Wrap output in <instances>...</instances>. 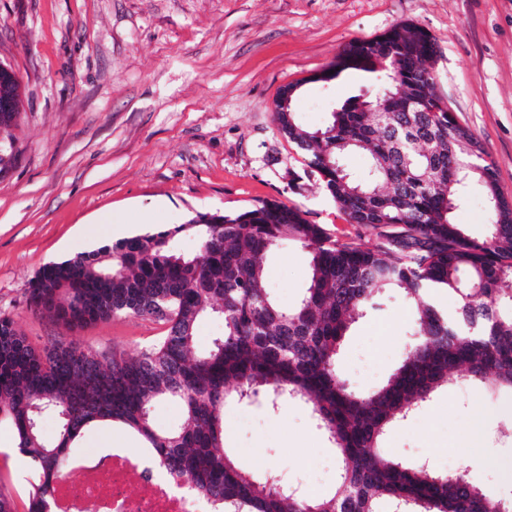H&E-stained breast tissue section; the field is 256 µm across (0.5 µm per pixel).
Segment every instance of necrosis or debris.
I'll return each mask as SVG.
<instances>
[{
  "instance_id": "obj_1",
  "label": "necrosis or debris",
  "mask_w": 512,
  "mask_h": 512,
  "mask_svg": "<svg viewBox=\"0 0 512 512\" xmlns=\"http://www.w3.org/2000/svg\"><path fill=\"white\" fill-rule=\"evenodd\" d=\"M79 466L81 481L55 484L52 512H215L148 454L115 451Z\"/></svg>"
}]
</instances>
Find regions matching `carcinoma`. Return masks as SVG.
Listing matches in <instances>:
<instances>
[{"label":"carcinoma","instance_id":"carcinoma-1","mask_svg":"<svg viewBox=\"0 0 512 512\" xmlns=\"http://www.w3.org/2000/svg\"><path fill=\"white\" fill-rule=\"evenodd\" d=\"M435 56L429 33L395 26L350 43L320 73L324 83L346 70L375 80L374 90L334 108L325 128L274 113L344 220L371 231V246L328 233L297 205L263 200L234 215L198 212L39 269L26 289L34 313L69 329L134 316L164 331L136 356L84 350L64 337L36 348L0 315V421L33 471L28 512H51V489L66 477L78 439L114 423L143 436L158 464L219 512H512L460 476L382 448L387 428L454 371L477 387L512 389V203L471 130L435 94ZM358 150L370 156L360 179L340 164ZM472 185L489 209L480 239L452 221ZM184 233L198 240L193 256L172 249ZM285 240L310 257L292 307L272 297L263 265ZM383 288L402 290L412 307L413 340L385 382L357 391L336 364L350 325ZM439 292L455 296L453 314L434 303ZM209 313L221 315L224 334L200 350L196 328ZM100 375L110 379L105 390L93 384ZM230 397H262L274 408L304 402L335 448L338 488L312 499L242 469L224 441ZM160 399L180 407V428L154 425ZM46 417L58 421L52 440L41 433Z\"/></svg>","mask_w":512,"mask_h":512}]
</instances>
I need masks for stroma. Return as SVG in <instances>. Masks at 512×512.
Here are the masks:
<instances>
[{"mask_svg":"<svg viewBox=\"0 0 512 512\" xmlns=\"http://www.w3.org/2000/svg\"><path fill=\"white\" fill-rule=\"evenodd\" d=\"M411 23L435 39L437 92L467 125L512 199V0H0V64L12 68L22 111L13 156L0 165V313L42 347L67 336L84 348L137 355L156 322L126 317L69 332L27 309L24 293L45 263L185 223L234 214L261 200L296 204L340 237L369 235L340 218L273 118L280 88L304 127L371 83L346 71L323 84L351 41ZM268 285L295 304L309 277L306 252L283 243L266 259ZM412 312L384 291L352 326L337 369L354 389L386 380L411 342ZM478 423L477 453H458ZM224 440L245 470L320 494L339 462L300 401L224 406ZM391 457L429 461L512 501V392L448 378L386 432ZM26 458L0 423V488L27 512Z\"/></svg>","mask_w":512,"mask_h":512,"instance_id":"35a3bbf8","label":"stroma"}]
</instances>
